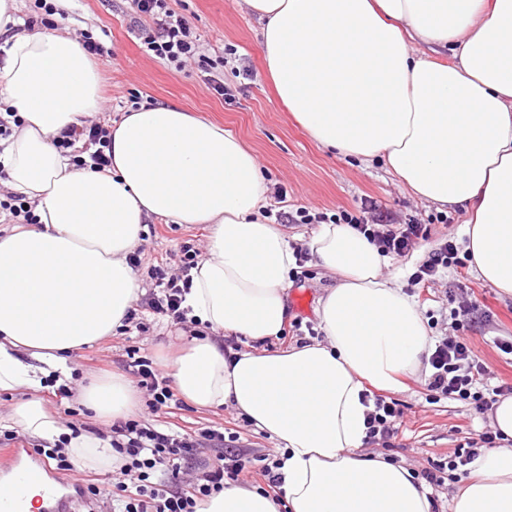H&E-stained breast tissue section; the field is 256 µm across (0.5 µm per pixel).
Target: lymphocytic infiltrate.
<instances>
[{
	"label": "lymphocytic infiltrate",
	"instance_id": "f902f5d3",
	"mask_svg": "<svg viewBox=\"0 0 512 512\" xmlns=\"http://www.w3.org/2000/svg\"><path fill=\"white\" fill-rule=\"evenodd\" d=\"M139 16L149 18L154 27L142 36L140 48L150 57L167 61L175 70H182L189 60H197L204 82L218 96L227 97L228 88L220 70L229 57L213 60L203 55L193 39L187 20L176 13L169 0H134ZM112 143L105 124L87 120L64 130L54 145L69 155L76 166H91L101 171L112 159L106 151ZM294 224H348L374 243L386 257H403L410 253L423 229L418 224H402L393 228L375 201L362 200L355 211L342 210L334 214L310 213L298 208L288 215ZM177 268L153 266L148 275L153 290L145 307L153 315L182 325L187 321L183 306L189 288V272L199 261L200 253L191 243L180 247ZM128 371L150 394L148 408L158 412L175 400L167 377L152 361L137 350L127 352ZM431 368L429 389L469 405L477 412L491 410L498 397L512 394L508 384L490 385L491 373L479 361L470 346L457 336L441 338L428 358ZM112 448L121 455L122 483L113 512H197L201 501L224 486L238 482L246 467L244 455L237 449H226L224 435L216 430L198 433L175 432L158 427L145 419H129L113 425ZM217 449L216 462H201V448Z\"/></svg>",
	"mask_w": 512,
	"mask_h": 512
}]
</instances>
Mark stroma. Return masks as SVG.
<instances>
[{"label":"stroma","instance_id":"stroma-1","mask_svg":"<svg viewBox=\"0 0 512 512\" xmlns=\"http://www.w3.org/2000/svg\"><path fill=\"white\" fill-rule=\"evenodd\" d=\"M170 5L188 20L205 55L214 59L225 49L235 50V67L224 73V84L232 90V99L208 90L196 63H188L178 72L163 61L144 55L138 47V16L133 0H66L63 9L70 32L93 34L114 53L112 61L100 63L103 101L96 120L110 123L137 103L176 106L222 124L255 153L273 196L269 208L279 206L275 201L279 194L285 197L281 206L291 213L300 207L328 213L352 211L362 199L370 198L393 213L398 223L425 225L427 231L414 249L407 256L390 259V268L401 271L400 282L415 297L433 339L463 337L489 367L495 383L512 385V357L495 345L496 340L512 338V299L501 298L467 267L460 273L418 284L410 280L442 243L463 242L464 211H451L450 223H438L436 208L415 199L381 163L367 166L320 148L277 96L257 49L260 23L241 7L239 0H170ZM188 241L197 249H205L207 225L149 221L141 244L146 264L176 265L179 248ZM289 282V321L317 324L315 306L325 288L334 285V276L310 259L301 276H290ZM460 307L471 309L472 314L470 321L459 328L451 313ZM191 335V330L164 321L151 322L144 333H114L72 355L74 380L82 382L88 374H125L126 352L134 347L139 348L141 356L163 363ZM428 383L425 376L406 379L404 389L393 395L403 411L398 433L386 445L379 441L367 443L368 452L383 454L418 472L429 461L447 458L453 448L479 443L481 432L491 427L488 415L441 395L430 396ZM159 421L188 431L220 429L234 437L235 447L246 449L251 460L241 480L253 486L260 481L257 459L281 453L275 439L247 423L229 404L199 409L185 403L160 414ZM49 478L69 484L96 479L99 496H79L74 501L80 512H108L110 498L116 492L117 476L113 473L97 475L77 466L70 471L51 470Z\"/></svg>","mask_w":512,"mask_h":512}]
</instances>
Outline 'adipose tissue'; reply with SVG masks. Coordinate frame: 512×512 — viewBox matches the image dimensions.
<instances>
[{
    "instance_id": "1",
    "label": "adipose tissue",
    "mask_w": 512,
    "mask_h": 512,
    "mask_svg": "<svg viewBox=\"0 0 512 512\" xmlns=\"http://www.w3.org/2000/svg\"><path fill=\"white\" fill-rule=\"evenodd\" d=\"M277 93L322 147L381 161L413 196L461 207L469 264L512 298V0H244ZM453 63L422 58L414 44ZM0 104L20 127L0 151L8 187L38 223L0 235V393L8 416L79 466L114 472L109 440L66 430L40 392L72 378L67 357L121 328L139 290L129 255L147 221L205 224L209 243L184 302L200 327L166 365L201 409L232 404L282 446V498L233 485L200 512H434L430 486L404 463L366 453L368 389L395 392L433 340L417 303L383 275L388 261L347 224H322L308 247L335 286L318 301L323 340L278 352L294 251L261 215L255 157L222 126L180 108L141 106L113 123L112 165L80 169L54 139L101 106L99 65L59 30L0 45ZM242 336L254 349L225 352ZM94 416L134 414L139 393L115 375L80 388ZM503 444L479 449L450 512H512V396L489 415Z\"/></svg>"
}]
</instances>
